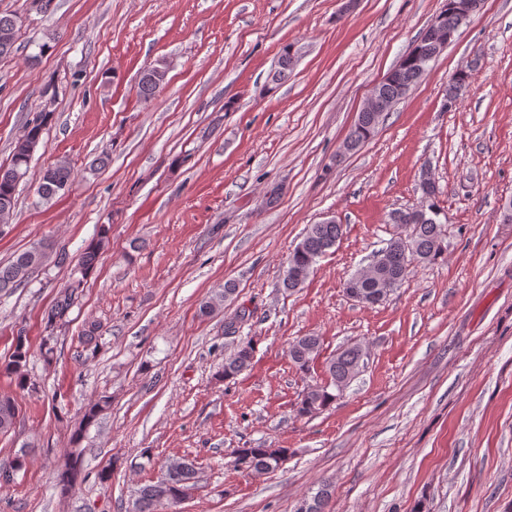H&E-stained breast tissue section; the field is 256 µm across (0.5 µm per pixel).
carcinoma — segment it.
<instances>
[{
    "label": "carcinoma",
    "mask_w": 512,
    "mask_h": 512,
    "mask_svg": "<svg viewBox=\"0 0 512 512\" xmlns=\"http://www.w3.org/2000/svg\"><path fill=\"white\" fill-rule=\"evenodd\" d=\"M18 17L0 16V56L11 51L16 40ZM290 45H285L278 57L277 67L271 74V82L277 86L288 81L293 70L294 58L289 52ZM407 62L399 65L401 84L410 89L426 75L431 61L429 45L424 37H419L414 48L408 53ZM167 67L163 62L143 70L138 82L139 96L144 101L151 100L157 90L166 82ZM473 68L461 66L456 69L448 81V90L444 101L448 109L459 105L463 94L473 80ZM50 118V113H40L26 126L23 136L16 142L11 162L8 166H0V215L10 217L15 205V192L19 183L27 176L33 154L41 142L43 125ZM355 124L360 130H351L350 135L360 140L354 150H359L370 141L378 131L379 117L370 112L359 116ZM72 184V169L65 160H59L47 166L40 178L37 194L40 199L48 201L69 190ZM421 193L429 195V207L432 212L420 216L412 208L397 209L395 223L407 228L405 237H393L378 255L383 262L373 273L361 276L353 274L346 284L355 287L373 303L384 301L394 289L401 286L408 276L410 266L417 263H431L442 257L448 250V225L442 220V210L438 205L440 189L434 184H419ZM108 228L101 231L100 240L89 245L78 257L77 266L82 275L91 273L97 266L101 245L107 239ZM344 235L343 225L336 221L320 222L310 225L301 241L290 253L287 268L283 277V287L293 291L301 287L309 278L318 261L333 249ZM53 247L46 241L32 244L28 249L18 253L10 263L0 265V293L8 292L27 281L30 276L50 257ZM235 292L230 285L224 286V292L203 301L199 312L203 316L213 313L224 304V300ZM77 288L69 287L61 290L55 303L46 314L45 328L54 330L58 321L62 320L74 304ZM320 338L306 335L296 338L289 347L291 361L304 371L308 369L319 351ZM366 355L365 345L353 343L332 357L327 365L329 382L324 385H310L301 400L298 413L302 416L311 415L336 400L331 389L341 390L359 372ZM254 346L252 339L240 342L236 352L227 358L222 369V376L233 378L246 370L252 363ZM29 360L27 338L22 336L11 354L7 368L16 375H22ZM18 414V405L10 396H0V434L10 432ZM286 448H240L236 452L234 467L252 473H262L278 468L286 456ZM79 469L77 461L65 465L58 474L60 492L67 493L77 481ZM196 485V469L186 459L173 460L166 465L163 476L144 486L134 503L133 512H156L158 505L168 503L175 505L182 501Z\"/></svg>",
    "instance_id": "carcinoma-1"
}]
</instances>
